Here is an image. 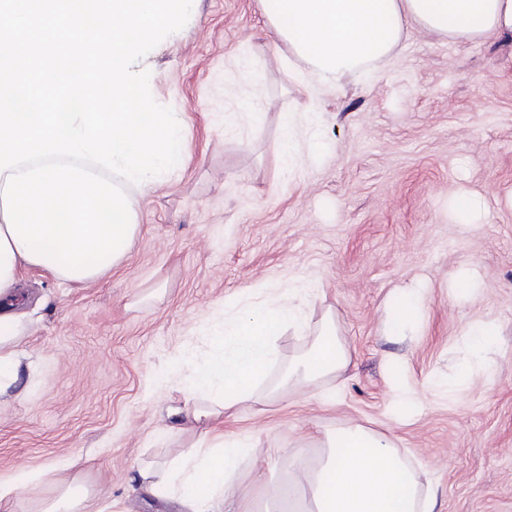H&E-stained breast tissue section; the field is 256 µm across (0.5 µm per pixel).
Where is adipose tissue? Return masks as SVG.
Returning a JSON list of instances; mask_svg holds the SVG:
<instances>
[{"label":"adipose tissue","instance_id":"ef3b65f1","mask_svg":"<svg viewBox=\"0 0 512 512\" xmlns=\"http://www.w3.org/2000/svg\"><path fill=\"white\" fill-rule=\"evenodd\" d=\"M275 44L302 62L321 93L339 89L344 77L371 79L374 64L388 57L415 30L449 40L512 35V0H258ZM29 262L0 218V405L26 393L20 379L31 368L24 349L31 322L19 299V275ZM312 329L309 348L295 358L276 391L306 390L321 378H338L350 363L331 316L313 320L306 304L262 301L225 321L208 360L189 389L193 406L168 414L181 424H202L201 446L181 460L137 469L141 495L175 504L178 512H255L234 506L232 483L243 456L253 455L256 484L268 486L289 512H434L435 494H421L413 471L392 441L362 425L324 431L318 463L293 454L287 481L272 486L263 465L269 451L250 438H214L212 423L235 419L238 409L262 402L260 388L277 361L273 346L285 328ZM497 334L493 318L467 327L466 355L449 388L470 383Z\"/></svg>","mask_w":512,"mask_h":512}]
</instances>
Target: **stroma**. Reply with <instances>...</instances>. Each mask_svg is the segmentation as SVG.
Wrapping results in <instances>:
<instances>
[{
  "mask_svg": "<svg viewBox=\"0 0 512 512\" xmlns=\"http://www.w3.org/2000/svg\"><path fill=\"white\" fill-rule=\"evenodd\" d=\"M275 53L257 0H196L139 60L154 99L183 117L181 157L149 192L126 185L140 229L112 272L84 285L22 273L32 369L24 399L0 411V474L73 461L93 512H172L130 488L139 464L197 444L167 408L225 319L303 297L331 312L351 364L335 404L290 392L227 424L271 449L270 483L287 478L291 453L319 458L315 428L358 422L436 488L435 512H512V36L413 31L374 80L321 96ZM300 116L322 155L282 164L283 124ZM461 192L485 202L469 228L451 208ZM465 262L470 302L449 286ZM410 283L427 306L390 335L386 303ZM480 316L498 327L491 369L448 389ZM397 361L424 400L399 414Z\"/></svg>",
  "mask_w": 512,
  "mask_h": 512,
  "instance_id": "1",
  "label": "stroma"
}]
</instances>
